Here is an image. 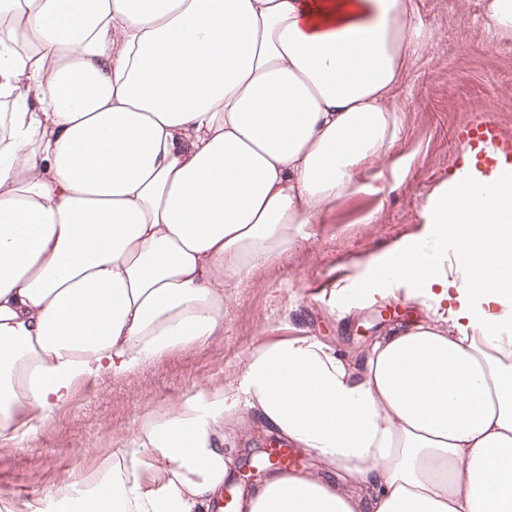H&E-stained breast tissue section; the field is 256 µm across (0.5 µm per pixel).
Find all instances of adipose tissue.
I'll return each instance as SVG.
<instances>
[{
  "label": "adipose tissue",
  "instance_id": "adipose-tissue-1",
  "mask_svg": "<svg viewBox=\"0 0 512 512\" xmlns=\"http://www.w3.org/2000/svg\"><path fill=\"white\" fill-rule=\"evenodd\" d=\"M421 45L417 0H0V439L220 335L225 289L388 162ZM425 212L431 248L359 298L426 318L358 366L268 342L48 499L211 512L254 416L321 468L271 472L245 512H512V167L468 160Z\"/></svg>",
  "mask_w": 512,
  "mask_h": 512
}]
</instances>
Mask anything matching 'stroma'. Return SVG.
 Here are the masks:
<instances>
[{
	"label": "stroma",
	"instance_id": "1",
	"mask_svg": "<svg viewBox=\"0 0 512 512\" xmlns=\"http://www.w3.org/2000/svg\"><path fill=\"white\" fill-rule=\"evenodd\" d=\"M420 3L419 19L431 35L396 94L402 133L392 154L404 158L403 171L368 167L364 190L339 199L323 223L307 225L251 284L226 289L222 335L125 375L79 384L37 437L0 442V487L11 493L0 512H31L49 488L119 450L147 412L205 383L232 388L246 355L269 340L313 336L358 362L385 329L424 318V308L401 292L361 306L354 276L373 277L365 261L425 241L423 206L467 157L487 172L498 165L465 144L486 120L512 141V37L488 27V0Z\"/></svg>",
	"mask_w": 512,
	"mask_h": 512
}]
</instances>
